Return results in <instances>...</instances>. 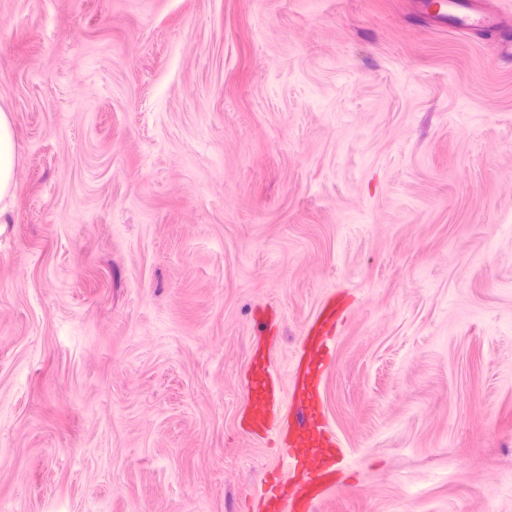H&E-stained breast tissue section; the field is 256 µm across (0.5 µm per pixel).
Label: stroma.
Returning <instances> with one entry per match:
<instances>
[{
  "label": "stroma",
  "mask_w": 512,
  "mask_h": 512,
  "mask_svg": "<svg viewBox=\"0 0 512 512\" xmlns=\"http://www.w3.org/2000/svg\"><path fill=\"white\" fill-rule=\"evenodd\" d=\"M0 0V512H260L327 301L313 512H512V0ZM427 10L429 16H431L436 22L444 25H448V23L459 31H465L479 24H487L493 25V20L491 17L483 16L478 13L473 8V3L471 6L464 5L460 8L456 9L457 2L456 0H448L443 1L442 6L445 5L448 7V11H442V7L437 12L432 14L429 10L432 7L431 2L425 3L422 2ZM15 165L14 129L11 113L0 106V223L13 199V172Z\"/></svg>",
  "instance_id": "35a3bbf8"
}]
</instances>
